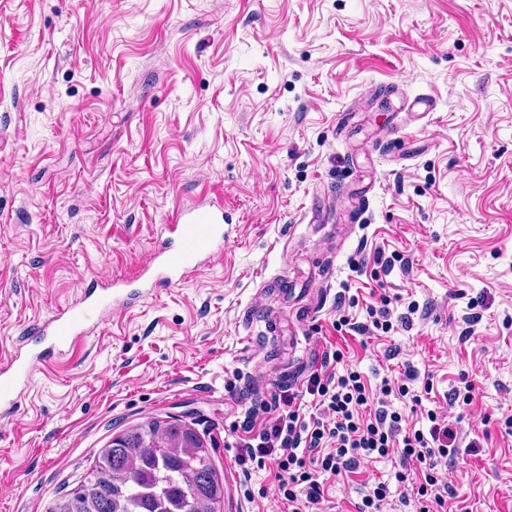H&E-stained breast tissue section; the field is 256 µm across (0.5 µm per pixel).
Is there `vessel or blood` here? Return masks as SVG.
<instances>
[{
  "instance_id": "obj_1",
  "label": "vessel or blood",
  "mask_w": 512,
  "mask_h": 512,
  "mask_svg": "<svg viewBox=\"0 0 512 512\" xmlns=\"http://www.w3.org/2000/svg\"><path fill=\"white\" fill-rule=\"evenodd\" d=\"M163 229L172 244L158 254L147 287L127 292L117 287L86 289L78 304L59 310L48 324L34 329L38 350L26 356L15 355L9 368L0 369L1 416L14 412L21 389L37 365L80 339L87 326L99 320L112 303L132 304L146 298L151 287L180 281L220 252L225 241L224 207L209 197L188 208L175 207Z\"/></svg>"
}]
</instances>
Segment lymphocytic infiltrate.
Returning <instances> with one entry per match:
<instances>
[{"label": "lymphocytic infiltrate", "instance_id": "lymphocytic-infiltrate-1", "mask_svg": "<svg viewBox=\"0 0 512 512\" xmlns=\"http://www.w3.org/2000/svg\"><path fill=\"white\" fill-rule=\"evenodd\" d=\"M306 390L318 397L325 413L332 416V423L304 422L295 409L296 393L281 390L273 398L275 419L258 436L241 439L235 457L241 467L252 462L260 466L272 464L277 481L275 493L291 505L297 502V488L301 485L307 490L308 502L320 500L319 475L350 472L361 459L388 455L402 421L400 414L385 410L372 420L362 418L360 411L368 402L367 388L361 374L351 368L333 380L312 374ZM429 420L428 431L408 432L401 440L403 456L416 459L422 466L418 493L423 497L430 496V488L442 482L438 465L448 457L453 438L437 415H430Z\"/></svg>", "mask_w": 512, "mask_h": 512}]
</instances>
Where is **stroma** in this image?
<instances>
[{
  "instance_id": "stroma-1",
  "label": "stroma",
  "mask_w": 512,
  "mask_h": 512,
  "mask_svg": "<svg viewBox=\"0 0 512 512\" xmlns=\"http://www.w3.org/2000/svg\"><path fill=\"white\" fill-rule=\"evenodd\" d=\"M208 192L223 251L113 305L0 417V512H48L156 420L202 437L224 512H289L235 441L286 388L315 419L308 377L349 366L363 417L446 416V512H512V0H0V368ZM412 469L319 475L309 512L379 483L420 512Z\"/></svg>"
}]
</instances>
